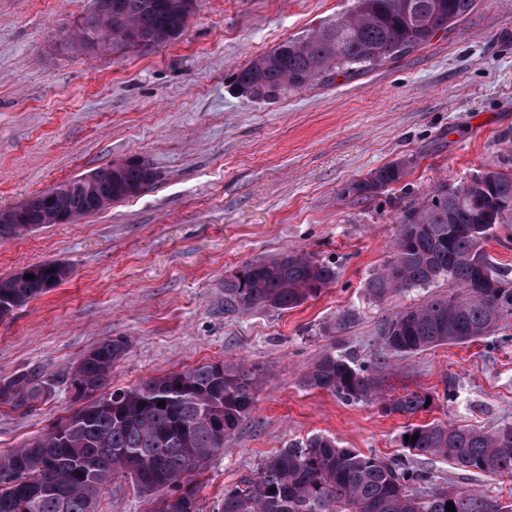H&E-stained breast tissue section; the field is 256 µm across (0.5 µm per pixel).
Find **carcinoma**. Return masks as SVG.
<instances>
[{
    "instance_id": "cac0c4a2",
    "label": "carcinoma",
    "mask_w": 512,
    "mask_h": 512,
    "mask_svg": "<svg viewBox=\"0 0 512 512\" xmlns=\"http://www.w3.org/2000/svg\"><path fill=\"white\" fill-rule=\"evenodd\" d=\"M78 34L86 45L106 34L112 48L129 51L132 31L165 38L185 30L183 0H93ZM476 0H354L352 12L307 36L264 53L237 74L254 99H277L316 80L348 78L430 43L473 11ZM408 161L380 167L349 192L370 196L398 183ZM154 183L140 164L112 171V196ZM73 218L95 214L85 192L69 191ZM389 259L367 281L369 296L393 294L440 280L456 289L398 312L383 325L384 346L409 356L440 344H463L505 332L499 316H512V280L500 288L484 280V243L497 224L512 223V172L487 170L459 190L437 186L408 202L395 216ZM34 279L0 276V318L61 283L59 263L30 266ZM336 279V267L313 254L283 253L242 264L224 277V311L291 310L320 295ZM455 315L448 318V297ZM124 337L103 339L85 350L66 378L82 405L54 421L39 437L0 454V512H97L112 475L132 479L151 512H200L191 474L207 466L248 418L258 375L241 366L201 363L109 390L112 365L128 351ZM367 368L333 348L322 350L301 377L303 386L344 400L376 392ZM41 385L20 375L0 385V400L22 405ZM165 406H158V401ZM427 395L408 392L382 403L387 414L411 417L427 409ZM401 447L414 455L448 460L463 471L512 477V424L495 431L447 423H411ZM512 512L480 492L436 482L429 469L408 459L366 455L315 435L268 458L252 476L224 489L212 512Z\"/></svg>"
}]
</instances>
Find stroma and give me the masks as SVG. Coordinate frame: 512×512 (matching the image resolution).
<instances>
[{
  "mask_svg": "<svg viewBox=\"0 0 512 512\" xmlns=\"http://www.w3.org/2000/svg\"><path fill=\"white\" fill-rule=\"evenodd\" d=\"M352 4L197 0L180 38L122 52L75 46L93 0H0V209L128 157L158 175L102 213L0 243V275L39 263L70 270L0 320V383L28 374L54 384L21 408L0 403V451L68 415L76 403L66 374L84 349L116 336L129 349L112 367L115 388L207 362L260 373L250 416L194 475L203 512L267 456L310 436L393 457L411 422L512 424V340L496 334L407 357L383 348L382 324L448 292V281L381 303L366 291L408 201L489 169L512 172V0H477L430 44L352 79L270 101L236 91V73L254 58ZM403 159L397 184L349 193ZM287 251L335 263V282L288 311L225 312L226 276ZM328 347L368 361L379 399L303 387ZM409 391L430 396L427 411L383 412L381 398ZM415 462L440 481L512 496L511 480L433 456ZM99 502L100 512L149 507L122 476Z\"/></svg>",
  "mask_w": 512,
  "mask_h": 512,
  "instance_id": "obj_1",
  "label": "stroma"
}]
</instances>
